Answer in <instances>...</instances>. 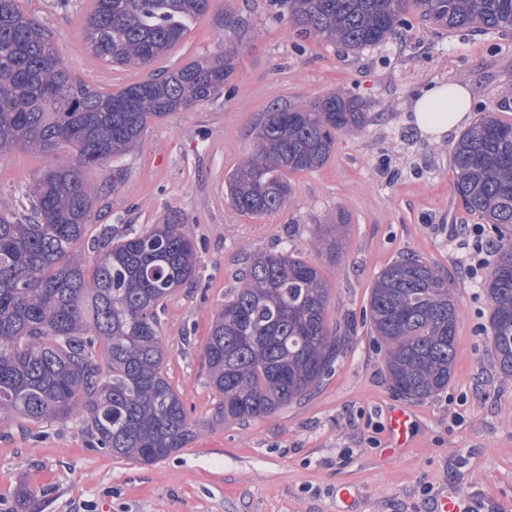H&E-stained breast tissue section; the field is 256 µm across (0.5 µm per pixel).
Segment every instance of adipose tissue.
I'll return each instance as SVG.
<instances>
[{
    "mask_svg": "<svg viewBox=\"0 0 512 512\" xmlns=\"http://www.w3.org/2000/svg\"><path fill=\"white\" fill-rule=\"evenodd\" d=\"M471 100V92L460 85L428 86L414 103L415 123L424 133L441 138L466 120Z\"/></svg>",
    "mask_w": 512,
    "mask_h": 512,
    "instance_id": "adipose-tissue-1",
    "label": "adipose tissue"
}]
</instances>
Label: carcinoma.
<instances>
[{
	"instance_id": "1",
	"label": "carcinoma",
	"mask_w": 512,
	"mask_h": 512,
	"mask_svg": "<svg viewBox=\"0 0 512 512\" xmlns=\"http://www.w3.org/2000/svg\"><path fill=\"white\" fill-rule=\"evenodd\" d=\"M212 2L94 0L87 40L109 64L145 66L183 39ZM408 8L450 31L512 33V0H290V20L305 36L359 51L395 35ZM233 69L227 51L118 92L94 90L72 77L19 0H0V154L21 146L74 155L38 180L31 215H0L1 420L75 417L94 447L143 465L194 439L162 374L157 310L197 281L195 242L176 216L118 239L107 230L86 274L77 247L95 194L84 173L127 152L150 121L222 94ZM368 121L362 101L340 94L311 108L263 113L255 152L228 178L231 204L255 216L279 211L289 191L284 174L322 166L336 133ZM451 159L467 208L501 236L483 287L491 353L512 377V123L485 113L461 134ZM327 303L318 268L293 254L249 261L205 346L210 383L222 396L217 420L269 416L333 371L347 337L326 325ZM367 315L399 395L421 400L448 387L460 313L447 276L421 259L397 260L378 276Z\"/></svg>"
}]
</instances>
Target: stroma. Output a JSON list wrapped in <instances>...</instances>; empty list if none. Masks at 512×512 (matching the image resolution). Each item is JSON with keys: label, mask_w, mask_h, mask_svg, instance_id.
I'll use <instances>...</instances> for the list:
<instances>
[{"label": "stroma", "mask_w": 512, "mask_h": 512, "mask_svg": "<svg viewBox=\"0 0 512 512\" xmlns=\"http://www.w3.org/2000/svg\"><path fill=\"white\" fill-rule=\"evenodd\" d=\"M54 34L58 56L90 88L115 92L159 70H175L226 49L234 71L223 94L150 121L128 154L90 167L96 194L84 243L104 229L120 236L179 215L202 266L196 284L176 290L158 311L163 373L196 429L192 443L141 465L90 447L82 423L0 421V512H14L16 490L34 497L23 512H431L451 495L470 512H512V378L490 352L489 303L470 278L471 242L459 224L480 218L456 190L452 130L434 140L413 122L412 105L431 84L469 88L475 123L493 112L512 123V34L450 32L408 11L384 43L353 52L305 38L289 20L288 0H215L189 34L149 66L125 68L97 58L83 21L91 0H20ZM243 20L225 30V15ZM340 93L371 115L358 133H340L320 168L288 174L280 211L244 214L226 179L257 145L263 112L310 105ZM68 151L23 148L0 156V213H30L25 191ZM340 233L342 248L324 237ZM289 250L316 266L330 287L328 325L349 342L334 371L307 396L278 412L225 425L221 396L204 355L225 297L240 286L250 256ZM416 256L445 273L460 319L447 389L422 400L397 395L363 318L378 274ZM404 407L413 424L405 449L389 453L386 413ZM355 499L344 506L342 488Z\"/></svg>", "instance_id": "1"}]
</instances>
